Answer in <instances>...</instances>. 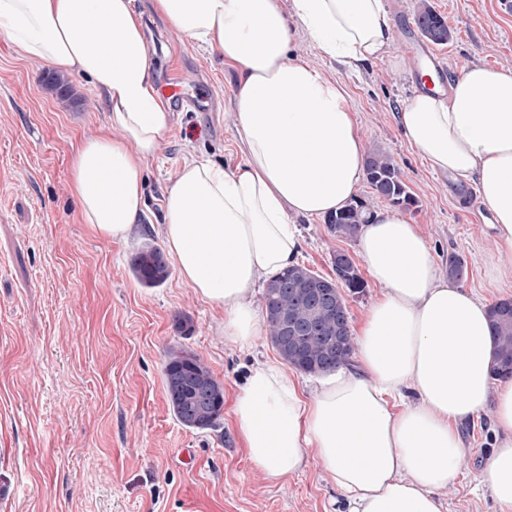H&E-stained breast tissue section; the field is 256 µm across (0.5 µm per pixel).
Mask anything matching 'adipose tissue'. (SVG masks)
I'll use <instances>...</instances> for the list:
<instances>
[{
	"label": "adipose tissue",
	"instance_id": "1",
	"mask_svg": "<svg viewBox=\"0 0 512 512\" xmlns=\"http://www.w3.org/2000/svg\"><path fill=\"white\" fill-rule=\"evenodd\" d=\"M155 11L237 72L234 124L244 165L190 162L169 189L162 235L180 280L224 309V339L250 346L267 325L257 286L297 265V221L347 206L364 139L341 84L294 53L366 66L393 42L385 0H154ZM0 37L28 58L88 80L107 116L75 148L82 223L123 240L143 213L142 163L173 114L151 76L132 0H0ZM431 169L476 189L490 214L494 270L512 269V66L471 63L448 91L421 90L396 115ZM358 253L380 289L353 337V363L302 391L275 361L253 365L233 405L252 465L279 481L316 455L339 512H443L461 473V425L491 414L484 464L497 512H512V380L492 376L488 305L440 271L419 225L388 207L361 225Z\"/></svg>",
	"mask_w": 512,
	"mask_h": 512
}]
</instances>
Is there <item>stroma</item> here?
<instances>
[{
  "instance_id": "1",
  "label": "stroma",
  "mask_w": 512,
  "mask_h": 512,
  "mask_svg": "<svg viewBox=\"0 0 512 512\" xmlns=\"http://www.w3.org/2000/svg\"><path fill=\"white\" fill-rule=\"evenodd\" d=\"M452 38L438 52L449 72L469 62L512 65V0H428ZM147 32L154 82L173 68L184 91L217 102L213 112H175L143 167L146 209L124 240L79 223L68 192L72 144L95 135L106 113L88 81L69 78L60 96L46 66L0 38V512H335L339 495L316 459L278 482L251 464L231 407L247 368L278 359L268 337L242 350L224 340V310L171 274L143 287L129 260L143 243L162 246L163 204L185 162L228 168L245 155L232 114L237 73L133 0ZM295 52L345 89L367 150L396 162L418 201L438 264L467 263L463 286L488 303L512 298V271L491 277L493 242L474 194L432 171L402 136L395 114L414 94L421 62L394 42L359 68L322 56L303 32ZM300 262L332 275L331 256L356 241L331 235L325 219L298 222ZM197 354L224 386L219 430H191L169 410L163 363L169 349ZM462 471L445 512H496L483 478L490 417L462 429Z\"/></svg>"
}]
</instances>
